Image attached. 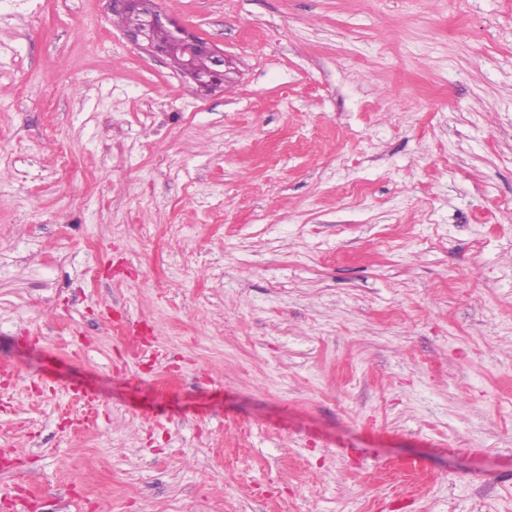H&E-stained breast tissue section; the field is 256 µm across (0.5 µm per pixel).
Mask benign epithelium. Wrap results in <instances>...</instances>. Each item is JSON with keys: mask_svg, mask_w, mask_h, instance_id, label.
Listing matches in <instances>:
<instances>
[{"mask_svg": "<svg viewBox=\"0 0 512 512\" xmlns=\"http://www.w3.org/2000/svg\"><path fill=\"white\" fill-rule=\"evenodd\" d=\"M109 4L113 11L140 10L145 17L144 24L129 32L131 40L157 55L177 52L185 56L183 76L197 88L212 90L224 85L227 65L224 52L183 25L165 24L152 0H109ZM157 28L169 30L168 43L157 44L152 40V32Z\"/></svg>", "mask_w": 512, "mask_h": 512, "instance_id": "1", "label": "benign epithelium"}]
</instances>
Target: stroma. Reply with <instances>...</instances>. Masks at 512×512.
Wrapping results in <instances>:
<instances>
[{
	"label": "stroma",
	"instance_id": "stroma-1",
	"mask_svg": "<svg viewBox=\"0 0 512 512\" xmlns=\"http://www.w3.org/2000/svg\"><path fill=\"white\" fill-rule=\"evenodd\" d=\"M0 0V488L44 512H512V0ZM108 1L112 11H119L114 13L119 22L127 30H133L129 31L128 35L135 44L142 45L145 49L157 55L168 57L169 54L177 52L185 56L183 76L201 90H212L224 85L227 60L224 52L218 47L183 25H176L171 22H168V25L165 24L154 1ZM130 9L140 10L145 17L144 24L140 28L138 27L142 22V15L133 11H126ZM152 38L157 43H165L169 38L170 41L166 44H157ZM201 56L205 59L204 65L199 61Z\"/></svg>",
	"mask_w": 512,
	"mask_h": 512
}]
</instances>
